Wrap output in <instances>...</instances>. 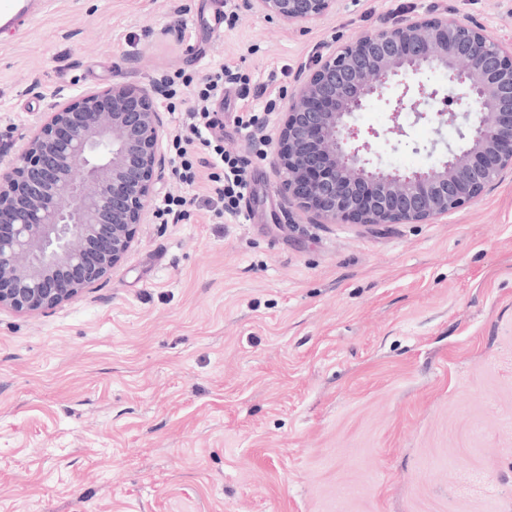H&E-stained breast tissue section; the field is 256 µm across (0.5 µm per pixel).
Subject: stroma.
<instances>
[{
	"mask_svg": "<svg viewBox=\"0 0 512 512\" xmlns=\"http://www.w3.org/2000/svg\"><path fill=\"white\" fill-rule=\"evenodd\" d=\"M512 39V0H343L288 27L241 0H46L0 25V157L55 97L113 79L238 75L224 148L252 214L165 171L184 217L141 225L111 275L55 311L0 313V512H512V171L431 224H320L278 188L281 109L332 44L429 8ZM383 163L429 162L413 144Z\"/></svg>",
	"mask_w": 512,
	"mask_h": 512,
	"instance_id": "35a3bbf8",
	"label": "stroma"
}]
</instances>
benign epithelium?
Returning <instances> with one entry per match:
<instances>
[{"instance_id":"benign-epithelium-1","label":"benign epithelium","mask_w":512,"mask_h":512,"mask_svg":"<svg viewBox=\"0 0 512 512\" xmlns=\"http://www.w3.org/2000/svg\"><path fill=\"white\" fill-rule=\"evenodd\" d=\"M339 0H243V7L300 30L336 11ZM453 75L432 112L420 75ZM402 87L390 134L408 133L400 118L435 124L437 138L413 146L433 155L457 108L469 119L465 145L423 170L373 171V129L355 113L373 94ZM154 86L114 80L75 101L50 104L0 171V312L53 311L91 289L131 252L153 216L156 180L170 167ZM273 167L288 198L323 224H429L479 199L512 171V41L490 36L471 18L436 10L406 16L331 45L301 68L284 105Z\"/></svg>"}]
</instances>
